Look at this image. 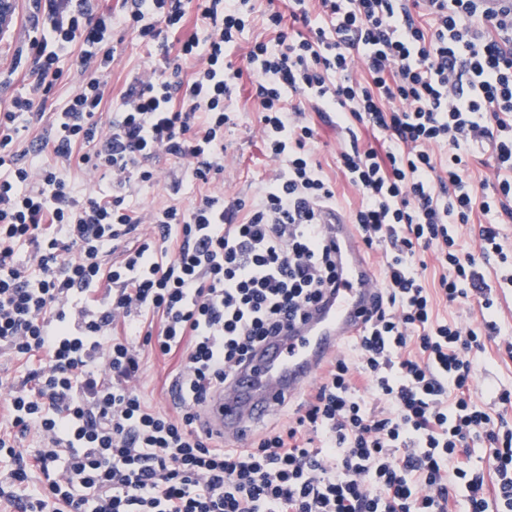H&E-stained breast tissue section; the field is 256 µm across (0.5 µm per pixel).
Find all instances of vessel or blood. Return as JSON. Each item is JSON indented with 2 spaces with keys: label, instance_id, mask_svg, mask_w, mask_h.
<instances>
[{
  "label": "vessel or blood",
  "instance_id": "1",
  "mask_svg": "<svg viewBox=\"0 0 512 512\" xmlns=\"http://www.w3.org/2000/svg\"><path fill=\"white\" fill-rule=\"evenodd\" d=\"M322 222L336 247V286L304 317L283 325L278 336L259 346L209 399L205 419L224 440L247 438L255 426L309 390L327 362L363 327L380 291L358 231L335 210L325 211Z\"/></svg>",
  "mask_w": 512,
  "mask_h": 512
}]
</instances>
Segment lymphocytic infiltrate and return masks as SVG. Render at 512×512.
<instances>
[{
  "label": "lymphocytic infiltrate",
  "instance_id": "lymphocytic-infiltrate-1",
  "mask_svg": "<svg viewBox=\"0 0 512 512\" xmlns=\"http://www.w3.org/2000/svg\"><path fill=\"white\" fill-rule=\"evenodd\" d=\"M257 10V0H117L99 11L89 0H37L27 87L0 106V350L27 367L0 382V505L456 512L462 502L512 512V390H497L493 409L473 396L474 352L496 337L512 359L496 320L497 292L512 288L499 228L512 219V9L289 0L287 12L265 13L268 38L233 63L228 51ZM193 14L205 35L180 38ZM119 29L159 44L163 61L108 113ZM71 53L80 80L47 110ZM245 76L273 163L248 207L217 187ZM39 111L48 124L35 129ZM313 112L349 137L337 164L360 196L350 223L382 251L381 295L287 424L224 448L203 431L208 396L336 281L319 212L336 207L337 192L314 157ZM362 128L384 150L360 145ZM486 147L493 162L480 172ZM165 157L184 161L203 192L187 208L134 207L131 185L156 183ZM75 167L104 172L108 190L76 197ZM441 302L476 303L482 328L440 317ZM145 346L183 355L173 411L137 385ZM31 433L37 447H22ZM477 448L488 449L487 466L475 464Z\"/></svg>",
  "mask_w": 512,
  "mask_h": 512
}]
</instances>
